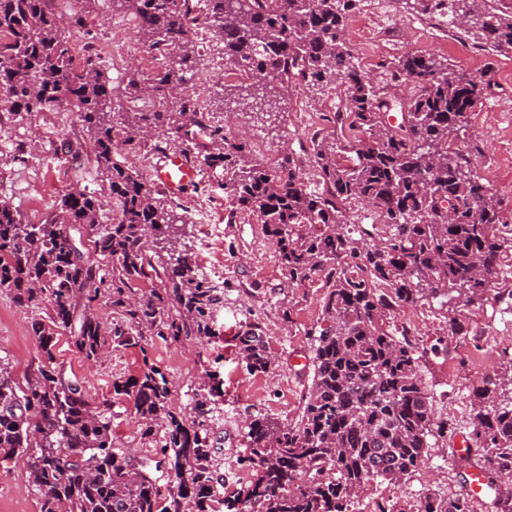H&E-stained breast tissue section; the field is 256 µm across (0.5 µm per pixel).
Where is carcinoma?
Returning a JSON list of instances; mask_svg holds the SVG:
<instances>
[{
    "mask_svg": "<svg viewBox=\"0 0 512 512\" xmlns=\"http://www.w3.org/2000/svg\"><path fill=\"white\" fill-rule=\"evenodd\" d=\"M49 0H0V87L14 110L41 112L66 101L93 142L119 216L98 223L102 202L81 192L62 196L60 211L42 224L22 223L0 201V290L20 306L47 300L48 320L33 325L42 352L38 369L20 386L0 359V461L27 455L40 512H350L367 482L395 483L417 471L429 438L448 423L434 420L418 372L420 355L390 329L396 310L428 296L455 292L466 301L496 288L507 239L500 198L472 170V154L456 144L469 115L495 86L491 71L474 75L433 56L398 60L391 77L410 80L414 93L395 129L385 127L392 100L354 63L346 39L360 0H118L139 20L138 35L164 59L150 78L158 109L135 112L131 145L150 132L175 130L182 152L197 158V134L224 167V190L236 208L256 215L276 247L288 281L322 280L327 291L314 339V370L303 413L295 423L253 417L240 461L250 480L222 496L212 404L214 376L206 370L186 415L171 399L166 374L148 356L137 375L112 384L95 401L76 374L56 363L61 330L72 334L82 357L95 362L117 348L145 351L147 338H192L205 346L214 335V289L197 274L192 255L177 249L170 217L152 187L112 162L115 149L112 88L92 60L72 68L69 40ZM414 0L425 15L465 14L462 26L479 48L512 51V0ZM211 31L223 43L224 66L243 75L245 94L226 108L277 114L276 93L291 84L336 81L345 87L344 111L325 117L312 137L322 190L302 182L296 156L275 169L257 164L248 148L206 118L181 85L196 48L191 30ZM369 205L386 236L368 225H345L346 207ZM448 203L453 220L443 215ZM89 225L90 249L74 248ZM168 241V259L153 247ZM111 263L102 267L101 260ZM151 288L139 293L133 281ZM106 298L116 317L95 312ZM250 372L267 373L274 358L261 327L237 336ZM478 397L473 434L486 448L485 469L512 477V396L488 387ZM128 403L141 436L155 443L152 457L136 459L113 445L112 407ZM172 488L161 492L158 474ZM417 512H473L464 496L425 495Z\"/></svg>",
    "mask_w": 512,
    "mask_h": 512,
    "instance_id": "cac0c4a2",
    "label": "carcinoma"
}]
</instances>
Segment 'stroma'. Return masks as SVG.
Listing matches in <instances>:
<instances>
[{
  "label": "stroma",
  "mask_w": 512,
  "mask_h": 512,
  "mask_svg": "<svg viewBox=\"0 0 512 512\" xmlns=\"http://www.w3.org/2000/svg\"><path fill=\"white\" fill-rule=\"evenodd\" d=\"M52 10L67 18L64 31L71 45L82 46L107 77L120 106L114 127L125 131L128 115L137 111L125 88L132 74L153 76L157 64H143L146 48L140 41L135 16L112 0H83V23L72 21V0H53ZM427 17L411 0H395V9L383 19L382 41L364 45L358 16L349 20V42L360 71L374 79L395 101L409 98L412 87H395L390 70L395 59L408 54H433L473 74L493 69L497 90L473 112L458 143L473 148L477 173L488 179L501 201L503 236L512 237V52L481 50L467 57L471 46L462 30L445 26L444 36L426 31L409 33L408 23ZM199 54L185 85L200 104L222 125L235 128L236 139L246 142L252 158L268 168L277 167L285 154L302 159L304 178L312 190L321 185L313 174L311 132L300 127V110L328 102L344 106L336 83L289 87L283 90L281 113L266 122L245 112L224 109L225 95L234 79L219 77L224 66L220 47L211 34L193 29ZM174 135L157 134L130 150L118 149L114 161L143 179H151L164 154L161 144ZM77 189L103 201L101 223H111L118 204L96 165L93 145L83 134L75 109L62 104L44 112H0V200L8 201L26 224H38L58 212L62 196ZM159 199L176 228L180 249L191 253L196 271L214 288L219 301L213 312L215 335L205 348L192 342L149 341L146 350L115 349L101 361L89 363L72 347L68 335L57 338V362L83 381L93 399L111 395L112 384L136 375L143 359L159 366L171 382L176 407L190 409L192 390L204 369L216 370L224 395L213 409V427L220 439L217 457L224 474V490L232 492L250 477L241 464L246 423L250 416L265 415L282 422L300 417L313 375V344L323 324L321 307L326 288L314 281L288 282L275 250L254 215L234 211L224 193V169L200 165L199 175L181 196L160 193ZM499 291L468 303L456 296L427 298L399 308L394 321L411 326L409 341L422 356L419 375L437 420L448 423L445 436L431 439L418 468L401 482L376 479L355 498L351 512H413L426 494L454 497L467 491L468 474L481 467L484 448L460 454L457 436L472 437L473 422L481 407L477 393L489 380H502L512 364V247L501 255ZM48 302L17 305L0 291V358L8 361L16 382L36 370L42 359L32 324L47 318ZM461 328L452 331L450 319ZM259 324L276 360L273 370L251 373L242 365L236 335L248 324ZM115 447L149 457L153 446L141 439L131 407L112 409ZM0 512H40L39 499L29 482L26 457L0 464Z\"/></svg>",
  "instance_id": "1"
}]
</instances>
